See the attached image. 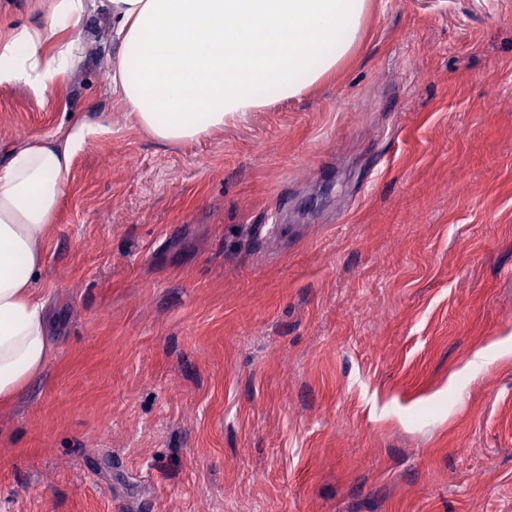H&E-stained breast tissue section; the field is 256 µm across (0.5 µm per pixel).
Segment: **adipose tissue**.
Listing matches in <instances>:
<instances>
[{
  "mask_svg": "<svg viewBox=\"0 0 512 512\" xmlns=\"http://www.w3.org/2000/svg\"><path fill=\"white\" fill-rule=\"evenodd\" d=\"M45 20L0 32V86L46 97L81 63L65 33L106 15L112 92L164 144L193 142L301 97L356 49L368 0H39ZM87 121L12 147L0 162V404L51 354L36 282Z\"/></svg>",
  "mask_w": 512,
  "mask_h": 512,
  "instance_id": "1",
  "label": "adipose tissue"
}]
</instances>
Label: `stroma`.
<instances>
[{"instance_id": "obj_1", "label": "stroma", "mask_w": 512, "mask_h": 512, "mask_svg": "<svg viewBox=\"0 0 512 512\" xmlns=\"http://www.w3.org/2000/svg\"><path fill=\"white\" fill-rule=\"evenodd\" d=\"M75 35L52 98L0 87L1 148L97 126L0 512H512V0H372L322 85L176 145Z\"/></svg>"}]
</instances>
